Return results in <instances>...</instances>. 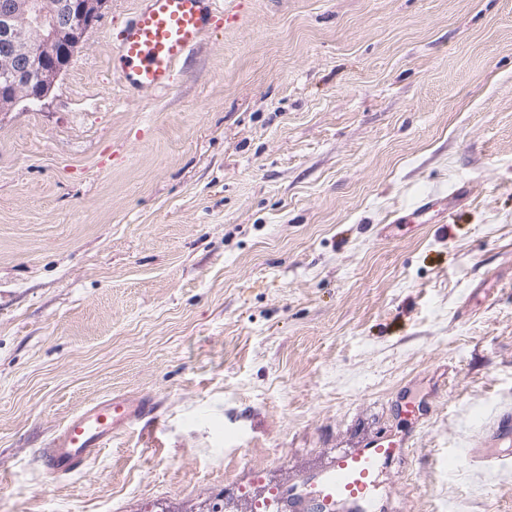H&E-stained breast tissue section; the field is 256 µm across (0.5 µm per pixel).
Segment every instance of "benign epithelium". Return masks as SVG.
<instances>
[{
	"mask_svg": "<svg viewBox=\"0 0 512 512\" xmlns=\"http://www.w3.org/2000/svg\"><path fill=\"white\" fill-rule=\"evenodd\" d=\"M107 0H0V113L43 101Z\"/></svg>",
	"mask_w": 512,
	"mask_h": 512,
	"instance_id": "7a95c632",
	"label": "benign epithelium"
}]
</instances>
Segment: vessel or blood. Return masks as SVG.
<instances>
[{
    "label": "vessel or blood",
    "mask_w": 512,
    "mask_h": 512,
    "mask_svg": "<svg viewBox=\"0 0 512 512\" xmlns=\"http://www.w3.org/2000/svg\"><path fill=\"white\" fill-rule=\"evenodd\" d=\"M147 2L122 39L123 79L134 89L167 86L176 64L210 19L208 0ZM156 411V403L144 396L111 394L86 405L71 414L42 449L45 471L59 479L82 470L129 426L141 421L153 425ZM397 411L408 425L406 431L387 430L361 447L340 452L331 466L305 482L302 493L279 501L280 512H383L381 476L404 455L413 428L428 418L431 404L407 395L399 400ZM511 446L512 410L504 409L486 425L480 442L453 459L469 465L499 460Z\"/></svg>",
    "instance_id": "obj_1"
}]
</instances>
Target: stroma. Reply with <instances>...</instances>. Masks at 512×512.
Returning <instances> with one entry per match:
<instances>
[{"label": "stroma", "instance_id": "obj_1", "mask_svg": "<svg viewBox=\"0 0 512 512\" xmlns=\"http://www.w3.org/2000/svg\"><path fill=\"white\" fill-rule=\"evenodd\" d=\"M108 0L42 101L0 114V512H257L433 408L389 512H512V0H220L162 90ZM444 197L402 230L423 197ZM146 396L83 470L72 413ZM156 411V403L144 396L111 394L86 405L71 414L42 448L45 471L60 479L82 470L129 426L141 421L153 425ZM512 446V410L504 409L495 414L485 427V436L471 446L465 455L455 453L448 460L473 464L501 460L503 450Z\"/></svg>", "mask_w": 512, "mask_h": 512}]
</instances>
